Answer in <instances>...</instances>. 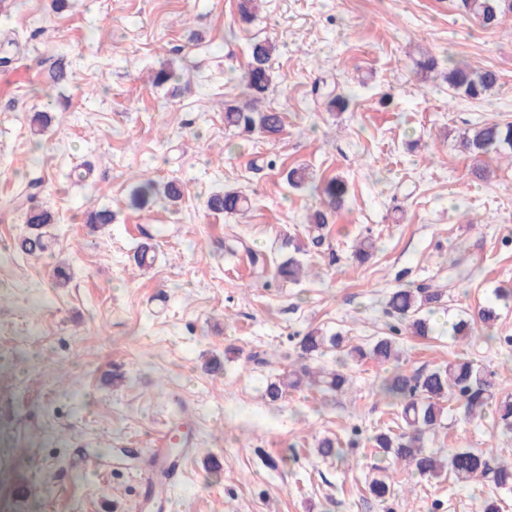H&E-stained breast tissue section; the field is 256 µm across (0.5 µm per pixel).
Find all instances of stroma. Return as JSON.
<instances>
[{"mask_svg":"<svg viewBox=\"0 0 512 512\" xmlns=\"http://www.w3.org/2000/svg\"><path fill=\"white\" fill-rule=\"evenodd\" d=\"M252 12L242 22L239 0H0V500L7 512H156L152 439L165 430L188 455L166 512H473L486 498L512 512V493L484 481L402 471L392 497L369 494V438L398 413L375 392L384 366L353 367L335 396L305 388L273 402L264 391L283 365L250 360L311 330L369 343L406 281L444 296L432 337L401 333L403 370L465 353L512 384V345L448 332L512 288V158L485 157L480 181L454 144L477 122L512 121V22L482 28L456 0H257ZM264 40L276 47L265 105L285 116L274 139L224 123L225 104L248 98L240 75ZM447 53L496 70V90L469 100L417 74L422 55ZM171 62L179 76L153 85ZM322 82L351 93L346 110L317 103ZM39 111L52 123L37 135ZM80 165L89 177L70 179ZM298 166L345 181L348 196L306 256L313 276L295 284L276 274L285 241L306 239L322 206L289 187ZM149 178L178 180L182 200L133 206ZM32 181L55 218L37 257L14 248L25 224L12 200ZM222 189L245 193L249 210H208ZM102 207L112 224L90 230ZM366 234L379 249L360 263ZM148 236L156 259L141 268L133 253ZM326 436L347 444L344 461L318 456ZM427 445L512 464V434L488 417L451 411Z\"/></svg>","mask_w":512,"mask_h":512,"instance_id":"35a3bbf8","label":"stroma"}]
</instances>
